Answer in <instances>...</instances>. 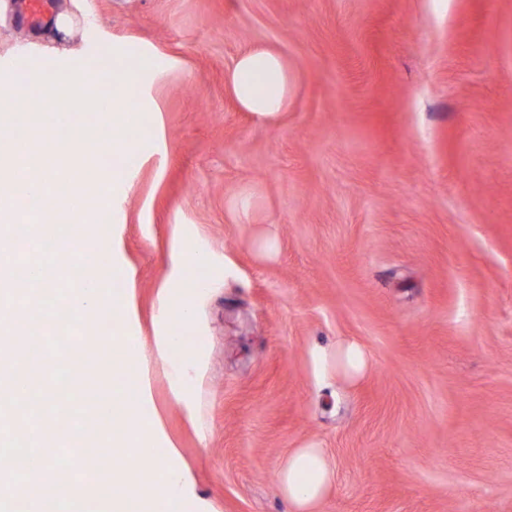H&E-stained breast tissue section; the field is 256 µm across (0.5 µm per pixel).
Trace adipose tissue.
Returning <instances> with one entry per match:
<instances>
[{
  "instance_id": "adipose-tissue-1",
  "label": "adipose tissue",
  "mask_w": 512,
  "mask_h": 512,
  "mask_svg": "<svg viewBox=\"0 0 512 512\" xmlns=\"http://www.w3.org/2000/svg\"><path fill=\"white\" fill-rule=\"evenodd\" d=\"M227 90L242 111L260 120L272 121L286 112L292 91V75L286 59L278 51L256 46L242 53L226 79ZM182 225H175L171 242V261L167 279L157 291L155 321L160 330L155 336L154 355L165 367L175 402L189 420H197L198 407L189 386L192 374L201 368L197 349L186 346L175 327L194 322L198 310L197 296L182 294L181 288L191 266L211 263L208 253L188 250L184 243ZM314 380L324 384L329 377L357 380L369 368L370 359L364 347L352 339H340L330 348H317L312 352ZM55 364L48 358L29 360L24 369H14L11 356L0 353V372L12 374L15 398L30 405L35 397L29 382L47 372ZM59 461L43 456L19 466L23 476L10 480L5 495L38 503L43 488L51 481ZM334 480V470L323 449L308 445L289 453L280 470L281 491L290 512H317Z\"/></svg>"
}]
</instances>
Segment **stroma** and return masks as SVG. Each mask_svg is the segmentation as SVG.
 Here are the masks:
<instances>
[{
	"label": "stroma",
	"mask_w": 512,
	"mask_h": 512,
	"mask_svg": "<svg viewBox=\"0 0 512 512\" xmlns=\"http://www.w3.org/2000/svg\"><path fill=\"white\" fill-rule=\"evenodd\" d=\"M0 0V70L73 68L135 43L164 62L127 137L118 201L154 408L195 484L164 512H289L278 470L323 448L319 512H512V0H54L67 33ZM264 45L293 77L255 121L227 94ZM251 196L250 223L237 208ZM213 254L196 323L199 423L154 360L173 225ZM362 344L363 378L316 387L312 346Z\"/></svg>",
	"instance_id": "obj_1"
}]
</instances>
